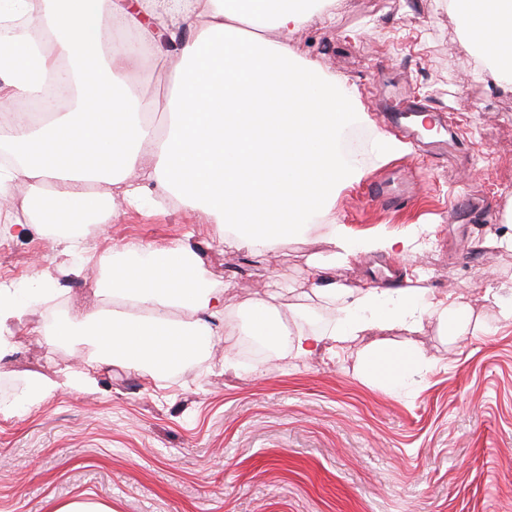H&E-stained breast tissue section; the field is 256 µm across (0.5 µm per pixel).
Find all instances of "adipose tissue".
<instances>
[{
	"instance_id": "ef3b65f1",
	"label": "adipose tissue",
	"mask_w": 512,
	"mask_h": 512,
	"mask_svg": "<svg viewBox=\"0 0 512 512\" xmlns=\"http://www.w3.org/2000/svg\"><path fill=\"white\" fill-rule=\"evenodd\" d=\"M334 0H0V21L19 17L31 29L15 33L5 53L19 67L38 62L43 79L0 77V141L14 163L0 166V237L19 223L71 224L105 220L116 201L134 204L141 183L155 181L181 201L213 214L225 235L250 250L291 241L310 223L330 227L332 252L313 260L308 277L321 294L346 299L331 328L287 335L265 299L249 320L251 335L288 341L296 357L341 347L367 336L361 360L367 375L403 384L425 359L413 340L424 320L442 335L464 336L471 314L435 299L427 288H354L325 281L333 264L364 253L402 255L411 237L355 242L336 225L333 205L362 166L336 153V130L354 111L355 93L315 63L297 68L293 35L313 18L332 22ZM483 44L512 63V0H477ZM163 30L175 48L159 54L173 78L166 102L170 131L158 136L149 120L155 102L136 80L134 46L152 44ZM61 85L62 106L41 121L12 115L21 101L43 99ZM29 194L22 214L8 207L15 182ZM137 260L109 265L99 291L130 311L56 324L55 336L90 345L94 355L62 380L36 378L27 391L35 406L61 390L88 392L98 369L114 360L150 368L182 363L213 340L212 319L224 312V291L210 279L189 242L142 246ZM191 310L187 320L171 318ZM17 291L0 282V357L14 348L11 328L29 313ZM404 332L402 341L384 332Z\"/></svg>"
}]
</instances>
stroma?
Returning <instances> with one entry per match:
<instances>
[{"label":"stroma","mask_w":512,"mask_h":512,"mask_svg":"<svg viewBox=\"0 0 512 512\" xmlns=\"http://www.w3.org/2000/svg\"><path fill=\"white\" fill-rule=\"evenodd\" d=\"M464 2L336 0L333 22L301 29L293 50L355 90L354 123L372 137L386 132L384 98L403 88L446 113L469 147L444 159L409 146L400 161L418 196L397 213L368 202V181L390 164L366 160L364 181L336 197L337 224L354 240L418 233L425 245L402 257L362 256L327 269V279L431 288L470 307L485 332L451 341L424 322L415 343L427 365L401 388L357 372L364 339L333 359H300L284 344L249 362L230 328L245 326L255 299L267 298L291 330L310 313L334 323L337 302L319 297L307 277L309 261L331 248L324 230L309 225L288 245L248 250L152 184L141 204L86 226L83 246L96 261L74 276L50 228L32 225L0 241V281L25 293L48 266L57 271L55 298L75 301L66 309L40 302L32 320L13 327L14 350L0 359V512H57L77 500L111 512H512V324L485 293L490 272L496 287L512 289V252L494 244L512 232V79L490 74L474 36L462 34ZM137 81L157 101L150 120L165 134L170 81L153 48L139 55ZM465 195L483 210L455 215ZM185 239L225 289L214 347L165 372L115 362L94 391L62 390L28 406L32 378H57L91 351L53 340L50 324L103 308L100 259Z\"/></svg>","instance_id":"stroma-1"}]
</instances>
